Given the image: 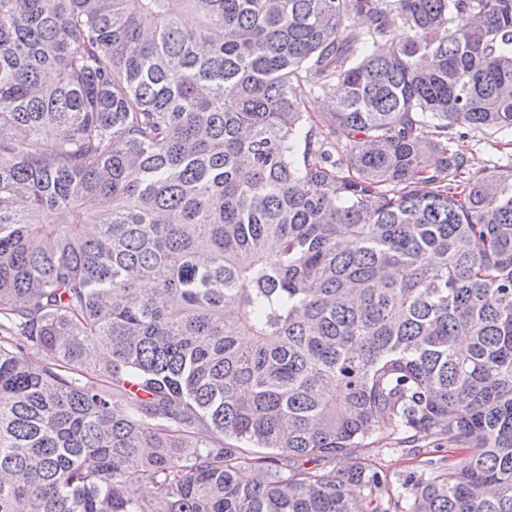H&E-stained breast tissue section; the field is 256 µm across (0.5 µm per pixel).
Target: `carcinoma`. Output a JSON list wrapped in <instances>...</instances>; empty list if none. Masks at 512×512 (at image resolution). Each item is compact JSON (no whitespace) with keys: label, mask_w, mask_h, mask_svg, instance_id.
I'll use <instances>...</instances> for the list:
<instances>
[{"label":"carcinoma","mask_w":512,"mask_h":512,"mask_svg":"<svg viewBox=\"0 0 512 512\" xmlns=\"http://www.w3.org/2000/svg\"><path fill=\"white\" fill-rule=\"evenodd\" d=\"M461 125L512 133V0H0V512H512ZM387 432L460 457L336 468Z\"/></svg>","instance_id":"carcinoma-1"}]
</instances>
